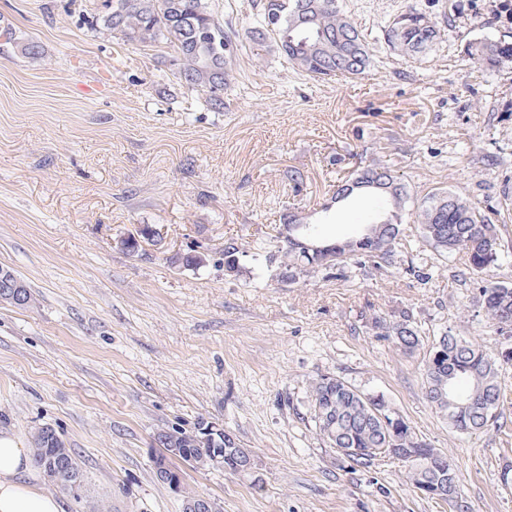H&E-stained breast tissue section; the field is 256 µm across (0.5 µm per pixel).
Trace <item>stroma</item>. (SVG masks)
<instances>
[{
	"label": "stroma",
	"mask_w": 512,
	"mask_h": 512,
	"mask_svg": "<svg viewBox=\"0 0 512 512\" xmlns=\"http://www.w3.org/2000/svg\"><path fill=\"white\" fill-rule=\"evenodd\" d=\"M103 2L0 0V29L40 47L0 53V267L36 297L0 302V435L27 446L43 425L59 432L84 473L67 512L95 500L179 512L153 476L156 436L202 421L257 462L251 475L184 468L185 487L222 512H448L402 462L351 466L305 421L311 382L335 375L384 396L452 459L471 512H512V435L456 432L424 395L437 334L512 346L480 315L462 259L442 261L408 223L399 257L432 266L428 283L395 267L283 276L285 215L347 235L381 203H332L336 182L372 164L420 197L463 193L512 247V68L481 71L465 55L474 38L512 41V22L488 0H338L373 50L370 71L316 82L245 39L217 112L177 78L167 45L90 28ZM409 10L441 30L418 61L382 37ZM146 225L155 239L128 252ZM186 254L207 262L183 266ZM401 307L425 329L411 354L371 327Z\"/></svg>",
	"instance_id": "obj_1"
}]
</instances>
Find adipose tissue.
<instances>
[{
    "label": "adipose tissue",
    "mask_w": 512,
    "mask_h": 512,
    "mask_svg": "<svg viewBox=\"0 0 512 512\" xmlns=\"http://www.w3.org/2000/svg\"><path fill=\"white\" fill-rule=\"evenodd\" d=\"M0 512H65L63 500L33 472L29 450L10 436H0Z\"/></svg>",
    "instance_id": "ef3b65f1"
}]
</instances>
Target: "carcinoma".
<instances>
[{
    "label": "carcinoma",
    "mask_w": 512,
    "mask_h": 512,
    "mask_svg": "<svg viewBox=\"0 0 512 512\" xmlns=\"http://www.w3.org/2000/svg\"><path fill=\"white\" fill-rule=\"evenodd\" d=\"M103 26L130 43H164L172 48V66L187 86L202 92L217 112L224 111V89L229 84V65L237 46L231 29L224 28L210 0H107ZM5 44L25 55L39 54L34 43L21 44L15 34L3 30ZM436 23L425 14L407 11L384 27L383 38L397 54L418 56L440 39ZM250 37L261 51L275 52L314 81L364 74L372 54L362 31L338 5V0H254ZM468 59L486 69L512 65V43L480 38L468 43ZM360 186L351 194H373L386 209L376 220L360 225L353 234L338 237L330 256L318 255L310 246L322 245L314 229L304 225L294 235L304 248L288 243L286 279L293 282L306 267L336 269L346 276L348 264L359 269L386 270L396 264L397 247L405 216L412 213L424 238L438 256H466L462 277L477 286L486 317L502 336H512V287L484 278L491 268L512 255L502 249L497 225L471 200L452 190L417 199L401 179L384 166L356 169L338 182L336 191L352 181ZM376 336L412 353L421 345L423 330L413 310L401 308L387 317L372 319ZM512 365V355L486 351L449 331L433 343L425 364L424 395L435 410L459 432L473 434L499 423L504 391L499 368ZM307 414L316 433L329 445L355 448L349 457L356 466L369 467L381 449L390 447L387 438L397 411L381 395L365 394L336 378L321 375L310 386ZM404 448L412 449L405 460L412 486L433 479L448 456L406 426ZM61 466L60 478L47 469L50 460ZM33 464L51 485L62 491L79 489L74 474L83 475L75 452L37 430L33 435Z\"/></svg>",
    "instance_id": "obj_1"
}]
</instances>
